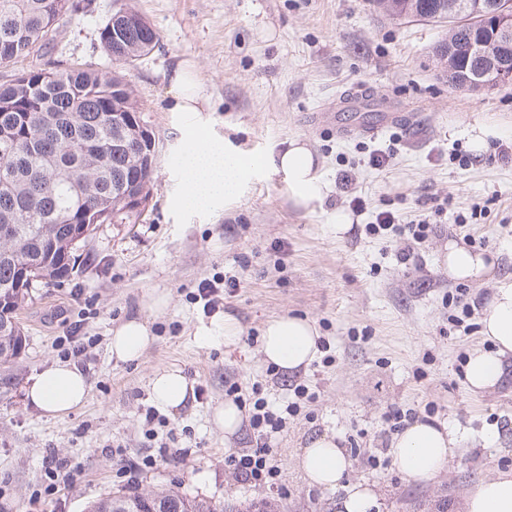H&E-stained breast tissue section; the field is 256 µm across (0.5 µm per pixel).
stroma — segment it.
Listing matches in <instances>:
<instances>
[{
  "label": "stroma",
  "instance_id": "1",
  "mask_svg": "<svg viewBox=\"0 0 512 512\" xmlns=\"http://www.w3.org/2000/svg\"><path fill=\"white\" fill-rule=\"evenodd\" d=\"M144 14L158 46L126 70L142 115L159 141L153 196L139 224H100L79 251L68 280L33 289L21 311L27 347L0 389V512H85L107 493L127 490L120 467L175 454L144 470L143 492L176 486L221 505L269 500L279 512H336V494L310 486L296 456L310 439L336 435L350 461L349 482L373 484L372 512H455L476 480L512 468V358L501 384L482 395L464 382L468 352L482 344L478 329L496 288L512 285V162L497 156L512 147V85L450 92L432 50L447 23L399 21L372 0H92L57 37L50 60L91 64L108 72L99 29L116 5ZM193 59L212 109L198 115L213 137L234 152L268 156L293 137L307 139L322 161L323 200L305 211L288 200L281 172L253 176L240 199L205 212L180 203L183 143L188 126L168 109V78L179 60ZM361 88L412 114L401 140L390 132L339 137L313 112L332 107L343 92ZM489 127L486 149L472 151L469 135ZM390 148L388 167L368 163L371 150ZM351 170L371 209L353 214L354 233L337 238L336 213L349 204L337 176ZM437 228L410 265L395 242L359 234L374 207L397 223L435 213ZM476 223L459 224L473 205ZM482 241L496 260L489 278L468 283L474 306L470 332L448 322V294L457 283L439 264L449 241ZM285 242L276 251V242ZM234 277L241 286L218 290L213 308L195 298L202 280ZM169 297L165 310L148 308L150 292ZM232 315L242 332L237 346L200 336L213 316ZM312 319L330 342L334 363L315 358L301 372L271 378L261 353L265 323L282 314ZM138 317L156 336L136 363H115L112 330ZM83 325L85 352L76 362L90 392L85 403L58 417L26 403L24 390L44 367L63 360L73 322ZM160 367H176L194 395L175 414L154 404L149 381ZM261 384L267 397L293 400L296 384L317 395L288 421L274 451L276 487L237 478L224 466L229 450L252 448L251 427L232 447L211 422L226 388ZM399 409L413 419L451 422L468 437L451 470L428 482L403 479L393 465L395 436L384 420Z\"/></svg>",
  "mask_w": 512,
  "mask_h": 512
}]
</instances>
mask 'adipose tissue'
I'll return each mask as SVG.
<instances>
[{
  "label": "adipose tissue",
  "instance_id": "ef3b65f1",
  "mask_svg": "<svg viewBox=\"0 0 512 512\" xmlns=\"http://www.w3.org/2000/svg\"><path fill=\"white\" fill-rule=\"evenodd\" d=\"M170 111L183 120L194 121L197 113L211 109L205 86L198 79L195 65L184 60L169 76ZM181 203L193 209L209 208L215 201H235L245 185L260 170L271 166L285 177L288 198L294 207L308 209L322 200V164L308 141L289 139L282 152L272 157L230 153L223 142L207 132L184 144ZM448 276L457 281H479L492 267L483 253L449 242L440 256ZM484 346L472 349L464 365L467 388L479 394L495 388L504 376V361L512 355V285L497 288L481 319ZM319 331L305 317L282 315L268 321L263 329L261 354L265 362L293 374L307 367L319 352ZM154 335L146 321L132 318L112 332L110 351L115 361L139 360L152 345ZM192 387L181 370L162 368L151 381L155 404L176 412L186 404ZM89 384L73 362L58 361L32 378L25 388L28 404L45 414L59 415L82 405ZM463 441L453 424L436 425L416 421L393 441L394 463L408 480L428 481L450 466ZM351 462L335 436L324 433L310 440L297 457V467L309 485L339 491L337 512H371L376 495L366 483L346 484ZM457 512H512V469L477 480L457 505Z\"/></svg>",
  "mask_w": 512,
  "mask_h": 512
}]
</instances>
